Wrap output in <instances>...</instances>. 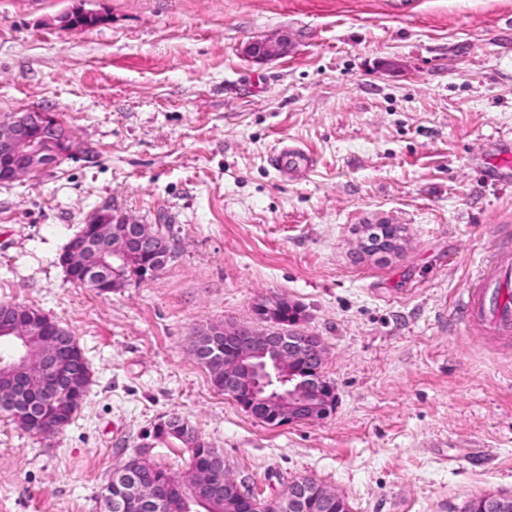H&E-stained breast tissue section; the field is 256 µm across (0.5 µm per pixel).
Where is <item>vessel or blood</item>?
<instances>
[{"mask_svg":"<svg viewBox=\"0 0 512 512\" xmlns=\"http://www.w3.org/2000/svg\"><path fill=\"white\" fill-rule=\"evenodd\" d=\"M272 164L308 168L312 160L305 150L286 146L273 155ZM459 312L468 326L495 335L512 333V254L498 253L481 268L463 293Z\"/></svg>","mask_w":512,"mask_h":512,"instance_id":"b4317fda","label":"vessel or blood"}]
</instances>
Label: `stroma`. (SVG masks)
I'll use <instances>...</instances> for the list:
<instances>
[{"mask_svg": "<svg viewBox=\"0 0 512 512\" xmlns=\"http://www.w3.org/2000/svg\"><path fill=\"white\" fill-rule=\"evenodd\" d=\"M102 14L60 28L76 6ZM287 33L257 62L250 42ZM54 113L80 152L0 183V304L78 341L92 380L36 437L0 414V512H102L114 470L179 416L259 498L310 477L351 512H460L512 492V337L459 292L512 232V0H0V120ZM314 158L275 170L282 144ZM174 256L108 296L59 258L101 208ZM362 224H401L386 261ZM299 304L336 404L274 427L218 392L196 328ZM291 43L288 36L281 35L276 38L262 39L249 43L245 47V54L256 61H267L285 56L290 52ZM359 252L368 253L370 256L377 254L387 255L394 252L396 242L391 239H385L377 236L373 232V225L366 224L360 229Z\"/></svg>", "mask_w": 512, "mask_h": 512, "instance_id": "35a3bbf8", "label": "stroma"}]
</instances>
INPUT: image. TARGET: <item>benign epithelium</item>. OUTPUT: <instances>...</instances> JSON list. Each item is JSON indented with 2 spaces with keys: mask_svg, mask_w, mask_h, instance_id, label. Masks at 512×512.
Wrapping results in <instances>:
<instances>
[{
  "mask_svg": "<svg viewBox=\"0 0 512 512\" xmlns=\"http://www.w3.org/2000/svg\"><path fill=\"white\" fill-rule=\"evenodd\" d=\"M288 36L262 39L249 43L245 54L256 61H267L285 56L290 52ZM77 146L67 128L52 113L40 109H23L0 121V183H10L37 173L62 158L74 155ZM124 224L122 233L114 231V225ZM160 233L152 225L129 216H116L112 210L98 211V218L91 221L88 234L80 245L67 248L65 265L82 274L88 288H120L124 282L115 277V267L126 264L129 253H143L153 260L149 276L154 277L173 257L171 250L157 245ZM396 242L382 238L366 224L360 229L359 252L387 255L394 252ZM280 299L268 298L253 309L254 321L224 327L226 342L233 348L237 361L249 381L251 400L239 397L241 407L252 412L254 402L266 392L270 380L268 367L272 363L273 349L268 336L276 333L293 343L292 354L308 362L314 374V394L311 401L293 384L282 390V400L288 405V417L277 426L290 425L320 419L330 413L335 402L333 386L324 379L320 365L325 361V348L320 337L306 332L297 319L291 325H283L277 317ZM0 334L17 336H44L46 341L39 365L31 369L27 362L26 347L19 342L18 350L0 359V371L8 374L11 382L0 384V401L13 400L15 388L24 385L37 389L43 395L51 394L59 386L75 384L72 357L78 342L72 335L57 330L51 317L43 311L30 312L20 318L12 314L0 315ZM188 487H205L215 492L221 489V473L209 462L198 460L183 481ZM126 496L113 502L121 510L127 500L133 499L144 508L159 501L172 502L171 488L147 481L126 483ZM244 512H271L280 499L261 500L251 491L240 489ZM312 496L329 504L347 505L341 494L321 485L312 487ZM485 512H509L512 509V493L491 492L483 496Z\"/></svg>",
  "mask_w": 512,
  "mask_h": 512,
  "instance_id": "7a95c632",
  "label": "benign epithelium"
}]
</instances>
